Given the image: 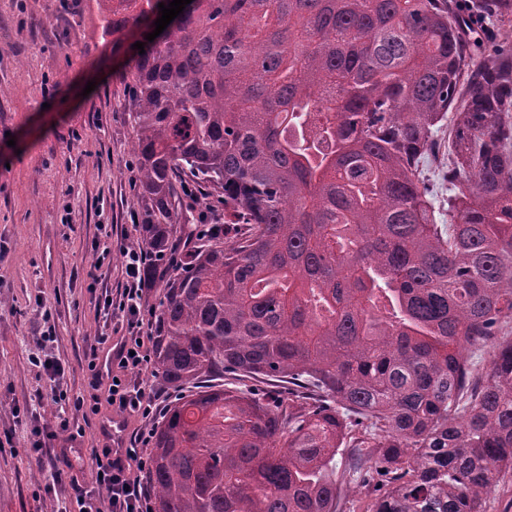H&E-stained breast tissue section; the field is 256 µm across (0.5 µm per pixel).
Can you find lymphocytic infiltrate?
<instances>
[{
  "instance_id": "lymphocytic-infiltrate-1",
  "label": "lymphocytic infiltrate",
  "mask_w": 512,
  "mask_h": 512,
  "mask_svg": "<svg viewBox=\"0 0 512 512\" xmlns=\"http://www.w3.org/2000/svg\"><path fill=\"white\" fill-rule=\"evenodd\" d=\"M125 256L126 281L118 296H105V321L81 360L85 392L69 396L62 387L65 367L52 357L42 362L52 382L44 398L55 412L33 429L30 445L48 456L56 484H69L79 512H152L150 494L139 478L150 467L151 432L120 434L114 444L93 449L88 466L94 481L89 487L68 479L62 467L67 455L53 448L62 436L77 441L84 434L83 422L95 417L104 421L117 412L146 421L157 416L159 393L149 369L153 336L144 322L150 286L142 269L148 256L139 248L127 249Z\"/></svg>"
}]
</instances>
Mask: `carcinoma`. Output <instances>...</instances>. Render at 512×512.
<instances>
[{
    "label": "carcinoma",
    "instance_id": "cac0c4a2",
    "mask_svg": "<svg viewBox=\"0 0 512 512\" xmlns=\"http://www.w3.org/2000/svg\"><path fill=\"white\" fill-rule=\"evenodd\" d=\"M160 3L97 0L102 36L155 30ZM144 50L143 275L178 393L154 512H336L342 452L384 490L368 512H486L512 476V46L487 49L457 0H192ZM184 175L222 223L171 270ZM487 345L478 378L465 351Z\"/></svg>",
    "mask_w": 512,
    "mask_h": 512
}]
</instances>
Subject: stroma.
I'll list each match as a JSON object with an SVG mask.
<instances>
[{
    "instance_id": "stroma-1",
    "label": "stroma",
    "mask_w": 512,
    "mask_h": 512,
    "mask_svg": "<svg viewBox=\"0 0 512 512\" xmlns=\"http://www.w3.org/2000/svg\"><path fill=\"white\" fill-rule=\"evenodd\" d=\"M135 41L103 43L96 0H0V512L56 506L53 471L29 446L54 411L38 399L50 379L31 362L41 308L68 392H82L99 303L124 284V252L141 242L125 79ZM104 224L112 259L94 288Z\"/></svg>"
}]
</instances>
